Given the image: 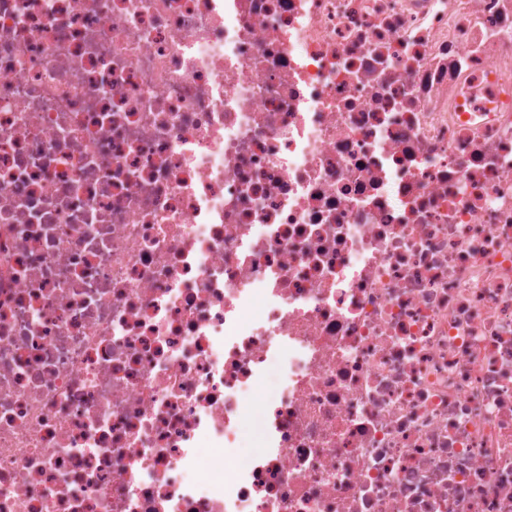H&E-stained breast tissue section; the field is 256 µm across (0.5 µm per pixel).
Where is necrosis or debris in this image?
Returning <instances> with one entry per match:
<instances>
[{
	"instance_id": "necrosis-or-debris-1",
	"label": "necrosis or debris",
	"mask_w": 512,
	"mask_h": 512,
	"mask_svg": "<svg viewBox=\"0 0 512 512\" xmlns=\"http://www.w3.org/2000/svg\"><path fill=\"white\" fill-rule=\"evenodd\" d=\"M0 512H512V0H0Z\"/></svg>"
}]
</instances>
